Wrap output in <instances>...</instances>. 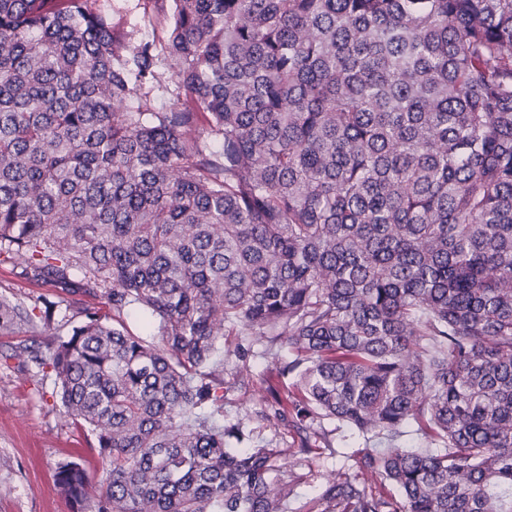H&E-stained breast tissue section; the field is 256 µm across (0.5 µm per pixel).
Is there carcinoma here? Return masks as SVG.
Returning a JSON list of instances; mask_svg holds the SVG:
<instances>
[{
    "instance_id": "cac0c4a2",
    "label": "carcinoma",
    "mask_w": 512,
    "mask_h": 512,
    "mask_svg": "<svg viewBox=\"0 0 512 512\" xmlns=\"http://www.w3.org/2000/svg\"><path fill=\"white\" fill-rule=\"evenodd\" d=\"M173 2L186 103L155 112L151 44L118 58L96 0H0V255L108 307L27 349L96 440L95 498L76 461L58 486L81 512H512V0ZM31 320L0 294L1 330ZM232 358L240 388L289 381L274 437L224 423ZM326 420L367 447L290 511Z\"/></svg>"
}]
</instances>
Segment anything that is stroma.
I'll list each match as a JSON object with an SVG mask.
<instances>
[{"label": "stroma", "mask_w": 512, "mask_h": 512, "mask_svg": "<svg viewBox=\"0 0 512 512\" xmlns=\"http://www.w3.org/2000/svg\"><path fill=\"white\" fill-rule=\"evenodd\" d=\"M98 6L112 22L120 57L130 56L142 43L155 45L161 79L145 85L144 90L154 111L175 106L184 93L167 77L166 42L173 0H98ZM23 268L19 258L0 261V293L14 296L29 309L40 299L66 300L69 321L47 324L37 318L0 330V512H76L54 474L61 462L82 458L88 489L96 491L99 475L94 439L77 430L64 415L53 374L27 362L24 350L67 335L71 326L80 322L81 311L99 306L100 301L81 293L64 294L52 284L25 275ZM355 443L350 436L337 438L335 457H316L296 465V472L306 477L297 489L299 501L314 496L332 465L343 463Z\"/></svg>", "instance_id": "1"}]
</instances>
